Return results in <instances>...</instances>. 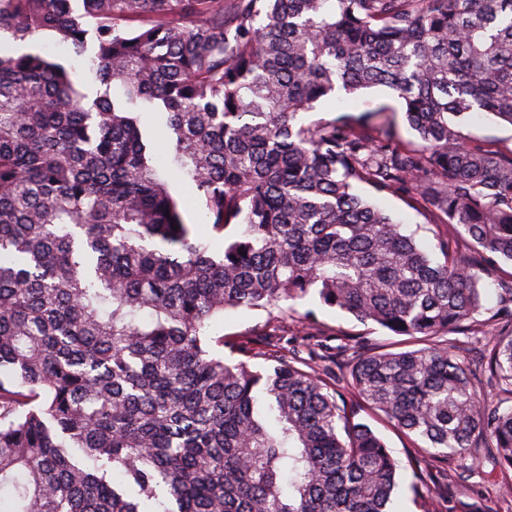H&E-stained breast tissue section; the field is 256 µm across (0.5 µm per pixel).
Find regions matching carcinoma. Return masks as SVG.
<instances>
[{"label": "carcinoma", "mask_w": 512, "mask_h": 512, "mask_svg": "<svg viewBox=\"0 0 512 512\" xmlns=\"http://www.w3.org/2000/svg\"><path fill=\"white\" fill-rule=\"evenodd\" d=\"M1 32L93 40L105 89L0 45V512H395L399 464L345 380L424 466L484 449L512 470V407L458 338L512 394V147L463 132L512 125V0H0ZM378 86L416 140L380 109L303 120ZM139 104L168 114L156 143ZM360 185L404 196L433 251ZM311 296L402 349L327 334ZM275 308L283 342L218 328ZM423 510L491 512L463 475ZM480 118H472L464 128V133L472 138L493 139L501 144L511 146L512 126L500 123L492 116L479 115ZM168 181L173 196L183 202L180 210L184 221L201 227L200 224L204 222L203 211L200 204L191 198L193 188L190 182L178 176L169 177Z\"/></svg>", "instance_id": "cac0c4a2"}]
</instances>
